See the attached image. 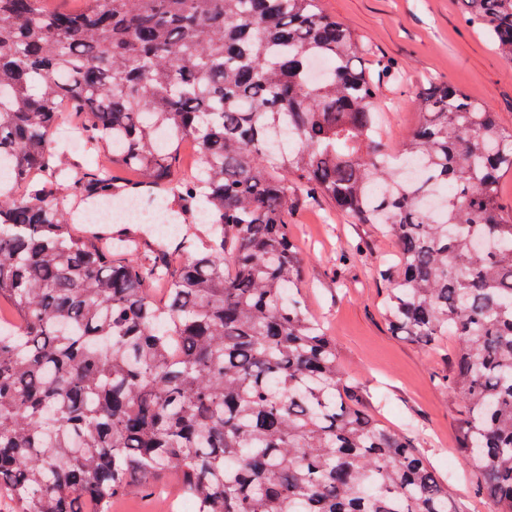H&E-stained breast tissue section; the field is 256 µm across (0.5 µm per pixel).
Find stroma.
Instances as JSON below:
<instances>
[{"label": "stroma", "instance_id": "35a3bbf8", "mask_svg": "<svg viewBox=\"0 0 512 512\" xmlns=\"http://www.w3.org/2000/svg\"><path fill=\"white\" fill-rule=\"evenodd\" d=\"M346 24L360 48L393 63L398 77L380 86L376 107L385 142L401 155L408 132L420 121L416 93L429 80L463 89L512 126V60L488 43L464 18L462 0H321ZM291 234L304 256V303L336 343L344 380L353 399L390 428L407 434L468 512H493L476 473L457 451L454 396L439 384L448 373L456 342L442 338L423 346L394 335L383 315L384 283L374 270L396 263L393 238L378 225L357 224L330 201L288 213ZM183 496L159 482L133 487L112 512H164L180 508Z\"/></svg>", "mask_w": 512, "mask_h": 512}]
</instances>
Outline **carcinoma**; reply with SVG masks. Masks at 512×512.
<instances>
[{
    "label": "carcinoma",
    "mask_w": 512,
    "mask_h": 512,
    "mask_svg": "<svg viewBox=\"0 0 512 512\" xmlns=\"http://www.w3.org/2000/svg\"><path fill=\"white\" fill-rule=\"evenodd\" d=\"M83 2L0 0L8 512H111L169 472L197 512H466L408 437L353 403L303 304L288 211L319 199L395 238L399 266L379 270L390 329L456 339L441 384L460 456L512 512V213L497 193L512 128L433 82L405 139L419 173L402 177L374 109L395 70H367L320 0ZM463 2L512 59V0ZM63 123L74 150L53 145ZM103 148L112 165L87 166ZM112 197L162 200L206 230L76 227L79 205Z\"/></svg>",
    "instance_id": "cac0c4a2"
}]
</instances>
